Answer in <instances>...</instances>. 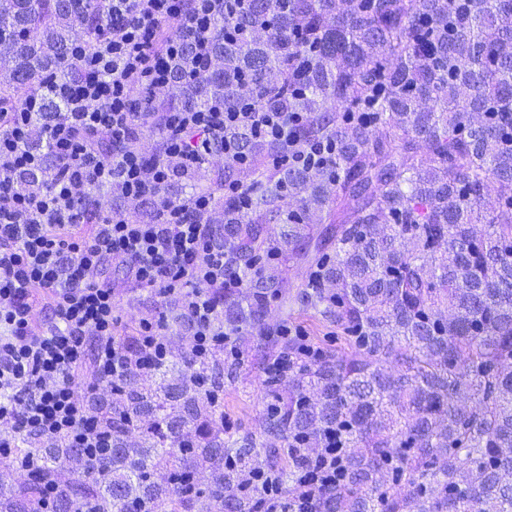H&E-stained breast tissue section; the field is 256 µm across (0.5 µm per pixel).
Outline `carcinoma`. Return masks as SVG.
Listing matches in <instances>:
<instances>
[{
	"instance_id": "1",
	"label": "carcinoma",
	"mask_w": 512,
	"mask_h": 512,
	"mask_svg": "<svg viewBox=\"0 0 512 512\" xmlns=\"http://www.w3.org/2000/svg\"><path fill=\"white\" fill-rule=\"evenodd\" d=\"M102 10L0 0V105L73 76L70 45ZM224 24L250 36L215 37L223 66L206 78L175 62L171 97L149 111L236 109L247 77L255 111L306 113L295 141L333 153L274 167L273 143L225 133L251 158V208L216 201L241 272L224 289L236 351L122 379L117 406L100 407L112 447L69 482L77 449L20 437L0 512L51 508V485L67 512H263L269 483L288 512L304 499L313 512H512V0H248ZM235 181L203 166L174 185ZM289 245L306 262L301 300L344 348L268 337L262 432L225 438L215 394L270 303L288 299L271 261ZM324 464L332 477L309 483Z\"/></svg>"
}]
</instances>
